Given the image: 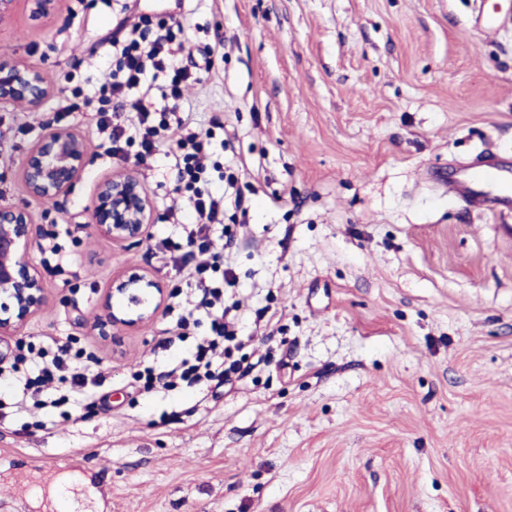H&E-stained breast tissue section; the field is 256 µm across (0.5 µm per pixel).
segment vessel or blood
I'll use <instances>...</instances> for the list:
<instances>
[{"label":"vessel or blood","mask_w":512,"mask_h":512,"mask_svg":"<svg viewBox=\"0 0 512 512\" xmlns=\"http://www.w3.org/2000/svg\"><path fill=\"white\" fill-rule=\"evenodd\" d=\"M449 194L476 206L490 209L512 210V169L493 160H485L477 173L445 179ZM494 187V194H487V187Z\"/></svg>","instance_id":"1"}]
</instances>
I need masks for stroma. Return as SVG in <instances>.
<instances>
[{"instance_id": "35a3bbf8", "label": "stroma", "mask_w": 512, "mask_h": 512, "mask_svg": "<svg viewBox=\"0 0 512 512\" xmlns=\"http://www.w3.org/2000/svg\"><path fill=\"white\" fill-rule=\"evenodd\" d=\"M476 0H134L183 24L181 64L208 68L177 112L208 127V188L236 175L248 208L216 226L248 373L231 384L144 391L142 363L177 314L123 335L98 315L138 273L186 291L160 261L179 205L163 152L128 166L155 214L139 243L96 233L97 183L118 172L94 110L57 120L65 82L97 97L99 51L122 21L104 0H16L0 62L39 68V108L0 103V205L36 229L28 259L48 301L16 340L51 336L102 360L101 400L76 418L18 411L0 396V512H512V212L468 206L436 184L494 155L512 164V27L477 30ZM83 140L88 164L65 195L33 196L23 162L48 128ZM56 237L67 258L49 272Z\"/></svg>"}]
</instances>
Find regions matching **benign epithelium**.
<instances>
[{
    "mask_svg": "<svg viewBox=\"0 0 512 512\" xmlns=\"http://www.w3.org/2000/svg\"><path fill=\"white\" fill-rule=\"evenodd\" d=\"M47 94L38 68L0 62V102L19 101L36 108ZM87 162L79 136L68 129L51 128L29 151L22 175L32 195L52 199L68 191ZM151 216V202L133 172L115 173L99 183L90 220L97 233L135 243ZM32 242L28 214L20 208L0 207V338L15 335L47 302L41 277L27 259ZM164 295L159 282L142 275L113 283L116 303L106 304L99 322L100 336L112 340V354L123 353L121 333L153 319Z\"/></svg>",
    "mask_w": 512,
    "mask_h": 512,
    "instance_id": "1",
    "label": "benign epithelium"
}]
</instances>
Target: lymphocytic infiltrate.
<instances>
[{"label": "lymphocytic infiltrate", "mask_w": 512, "mask_h": 512, "mask_svg": "<svg viewBox=\"0 0 512 512\" xmlns=\"http://www.w3.org/2000/svg\"><path fill=\"white\" fill-rule=\"evenodd\" d=\"M180 27L173 17L134 14L124 18L108 39L115 69L109 97L96 109L97 130L107 139L113 159L128 161L127 149L133 144L142 158L155 153L160 144L168 145L178 174L176 190L186 195L193 214L192 223L181 225L179 240H163L162 255L183 273L189 285L188 308L174 326L177 339L189 338L203 316L210 320V334L197 340L186 356L139 371L138 379L149 392L201 386L214 380L229 384L242 374L237 353L244 339L225 300L234 276L225 269L224 253L215 249L210 235L212 227L224 221L225 197L201 189L208 180L204 145L213 131L193 125L190 118L173 117L170 108L181 100L185 86L199 79L174 56L172 45ZM163 72L168 75L167 82L153 85L151 75ZM155 97L162 100V107L152 106ZM129 108L137 112V120L131 124L122 118ZM93 361L92 354L50 340L48 348L30 352L24 370L11 375L16 406L58 408L73 400L95 398L101 376Z\"/></svg>", "instance_id": "1"}]
</instances>
